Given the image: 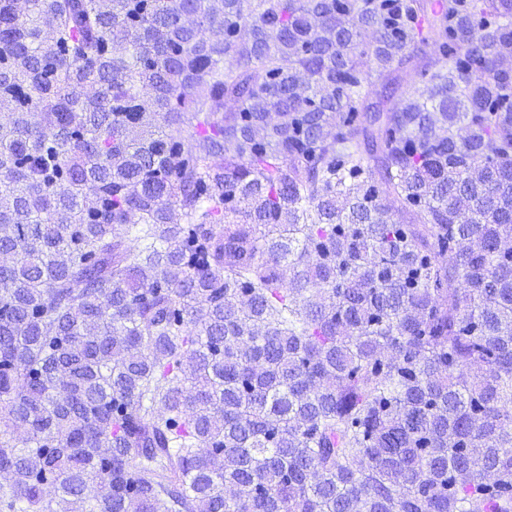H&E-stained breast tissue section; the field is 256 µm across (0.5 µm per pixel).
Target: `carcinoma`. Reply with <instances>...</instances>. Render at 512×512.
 <instances>
[{
  "mask_svg": "<svg viewBox=\"0 0 512 512\" xmlns=\"http://www.w3.org/2000/svg\"><path fill=\"white\" fill-rule=\"evenodd\" d=\"M0 250V512H512V0H0Z\"/></svg>",
  "mask_w": 512,
  "mask_h": 512,
  "instance_id": "carcinoma-1",
  "label": "carcinoma"
}]
</instances>
